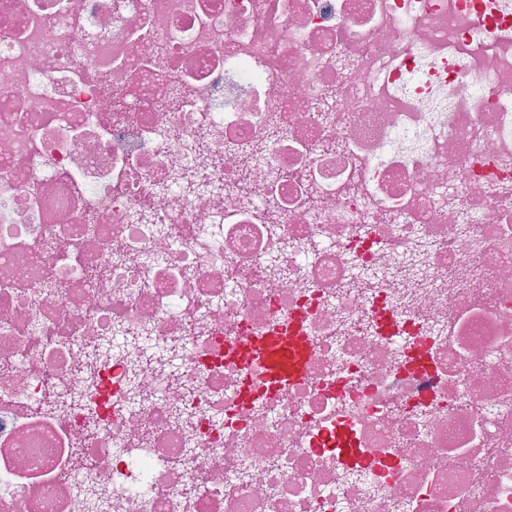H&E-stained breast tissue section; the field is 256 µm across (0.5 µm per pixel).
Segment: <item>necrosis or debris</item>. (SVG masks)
<instances>
[{"mask_svg": "<svg viewBox=\"0 0 512 512\" xmlns=\"http://www.w3.org/2000/svg\"><path fill=\"white\" fill-rule=\"evenodd\" d=\"M0 512H512V0H0ZM242 345L250 358L255 356L263 363L273 388L285 386L300 378L310 352L303 336H288L287 333L249 339Z\"/></svg>", "mask_w": 512, "mask_h": 512, "instance_id": "obj_1", "label": "necrosis or debris"}]
</instances>
